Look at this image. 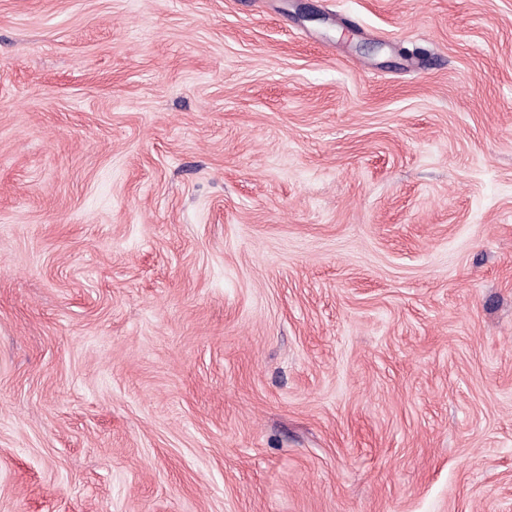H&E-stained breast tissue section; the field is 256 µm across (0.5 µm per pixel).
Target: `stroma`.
Masks as SVG:
<instances>
[{
	"mask_svg": "<svg viewBox=\"0 0 512 512\" xmlns=\"http://www.w3.org/2000/svg\"><path fill=\"white\" fill-rule=\"evenodd\" d=\"M0 512H512V0H0Z\"/></svg>",
	"mask_w": 512,
	"mask_h": 512,
	"instance_id": "35a3bbf8",
	"label": "stroma"
}]
</instances>
